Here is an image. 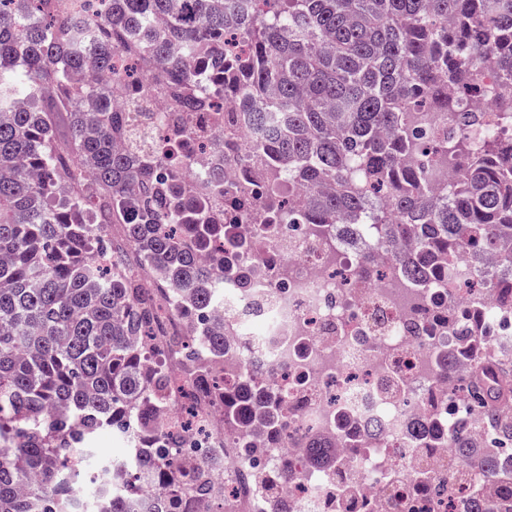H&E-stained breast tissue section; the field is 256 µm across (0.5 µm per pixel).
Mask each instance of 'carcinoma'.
<instances>
[{"label": "carcinoma", "mask_w": 512, "mask_h": 512, "mask_svg": "<svg viewBox=\"0 0 512 512\" xmlns=\"http://www.w3.org/2000/svg\"><path fill=\"white\" fill-rule=\"evenodd\" d=\"M0 512H76L77 462L102 429L131 443V478L103 486L94 512H235L214 473L197 405L222 434L252 453L260 430L285 438V393L258 364L218 375L224 340V280L233 258L255 251L280 224L317 235L364 236L389 253L388 267L413 285L448 274L466 250L475 265L498 253L501 306L512 307V139L486 130L473 152L454 88L495 75L512 85V0H104L71 14L62 0H0ZM170 101L151 156L143 68ZM130 106L113 103V85ZM249 113L257 180L203 187L179 156L208 150L213 126L238 131L224 101ZM70 120L67 151L55 116ZM248 206L241 224L224 201ZM113 224L123 228L108 238ZM153 292L177 300L188 325L164 346L141 343L166 313ZM475 302L464 344L479 343L472 372L448 381V445L463 468V512L507 503L512 465V357ZM177 397L183 425L162 433L160 409ZM484 411L478 443L453 405ZM309 462L343 464L316 434ZM283 512L273 485L298 480L286 468L246 474Z\"/></svg>", "instance_id": "1"}]
</instances>
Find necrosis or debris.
I'll return each instance as SVG.
<instances>
[{
	"label": "necrosis or debris",
	"instance_id": "4bbe7bcc",
	"mask_svg": "<svg viewBox=\"0 0 512 512\" xmlns=\"http://www.w3.org/2000/svg\"><path fill=\"white\" fill-rule=\"evenodd\" d=\"M248 147L240 140L230 152L191 156L187 168L206 181L237 173L230 156ZM365 257L360 243L340 235L320 241L304 225L285 224L270 246L242 260L247 285L224 284V335L233 349L225 370L234 369L240 354L254 356L275 365L271 383L292 393L284 407L287 439L262 450L264 467L275 472L296 463V439L338 418L344 424L336 453L346 465L305 468L299 482L282 490L286 512H438L448 495L419 484V472L444 482L462 471L452 449L427 447L418 431L430 400L448 396L428 356L459 343L455 332L420 312L449 304L467 311L477 298L470 281L493 274L498 264L484 261L476 274L464 258L452 259L445 279L419 288L391 270L363 277ZM393 376L405 381L404 393L388 387ZM200 445L223 458L219 478L236 512H267L245 477L252 460L225 441L217 424ZM341 487L348 490L342 497Z\"/></svg>",
	"mask_w": 512,
	"mask_h": 512
}]
</instances>
